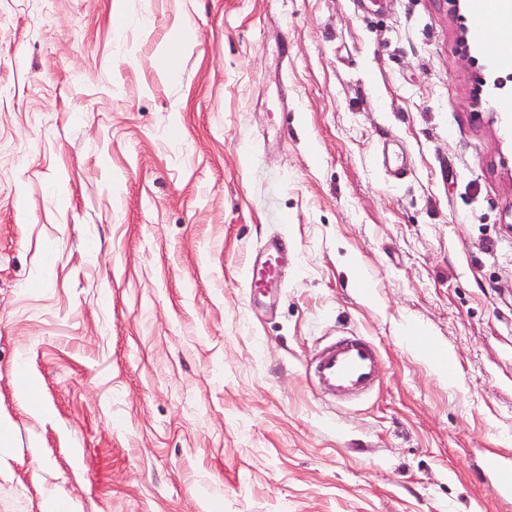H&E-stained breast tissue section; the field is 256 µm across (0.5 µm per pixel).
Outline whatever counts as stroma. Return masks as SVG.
I'll use <instances>...</instances> for the list:
<instances>
[{
  "instance_id": "stroma-1",
  "label": "stroma",
  "mask_w": 512,
  "mask_h": 512,
  "mask_svg": "<svg viewBox=\"0 0 512 512\" xmlns=\"http://www.w3.org/2000/svg\"><path fill=\"white\" fill-rule=\"evenodd\" d=\"M472 16L0 0V512H512V81ZM347 332L380 377L332 400ZM284 243L280 239L268 242L253 256L245 269L246 288L250 300L273 299L278 288V268ZM314 374L321 390L363 394L377 380L379 362L372 345L359 338H345L325 345L314 360Z\"/></svg>"
}]
</instances>
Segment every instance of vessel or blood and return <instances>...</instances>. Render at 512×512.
I'll return each instance as SVG.
<instances>
[{"mask_svg": "<svg viewBox=\"0 0 512 512\" xmlns=\"http://www.w3.org/2000/svg\"><path fill=\"white\" fill-rule=\"evenodd\" d=\"M285 246L281 240L268 242L245 269L249 299H273L278 288V268ZM379 362L372 345L359 338H345L325 345L314 360V374L321 390L363 394L377 380Z\"/></svg>", "mask_w": 512, "mask_h": 512, "instance_id": "vessel-or-blood-1", "label": "vessel or blood"}]
</instances>
